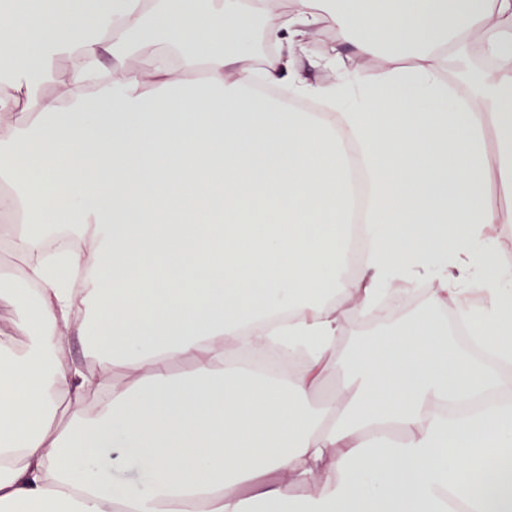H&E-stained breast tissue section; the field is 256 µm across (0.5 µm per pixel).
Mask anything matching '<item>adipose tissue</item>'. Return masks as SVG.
<instances>
[{"label":"adipose tissue","mask_w":512,"mask_h":512,"mask_svg":"<svg viewBox=\"0 0 512 512\" xmlns=\"http://www.w3.org/2000/svg\"><path fill=\"white\" fill-rule=\"evenodd\" d=\"M275 4L0 8V178L23 187L0 214L23 216L27 290L0 328V512H512V377L437 315L451 304L512 363V266L491 245L512 222L491 194L512 192V0H304L256 29ZM328 22L315 63L336 80L314 84L279 49L307 52ZM146 39L164 51L141 65ZM358 145L373 252L347 273ZM49 215L82 228L51 257ZM413 290L428 309L337 351L351 314ZM74 336L96 370L68 364ZM294 352L279 380L239 361Z\"/></svg>","instance_id":"ef3b65f1"}]
</instances>
